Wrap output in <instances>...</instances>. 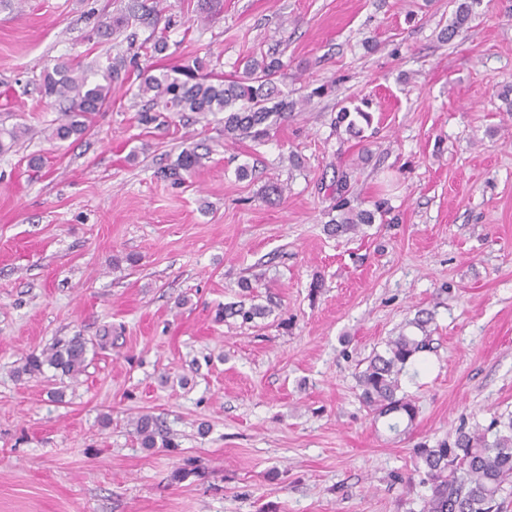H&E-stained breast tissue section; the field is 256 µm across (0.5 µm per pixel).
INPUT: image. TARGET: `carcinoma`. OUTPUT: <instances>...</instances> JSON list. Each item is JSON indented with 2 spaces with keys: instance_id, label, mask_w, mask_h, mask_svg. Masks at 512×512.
Returning <instances> with one entry per match:
<instances>
[{
  "instance_id": "cac0c4a2",
  "label": "carcinoma",
  "mask_w": 512,
  "mask_h": 512,
  "mask_svg": "<svg viewBox=\"0 0 512 512\" xmlns=\"http://www.w3.org/2000/svg\"><path fill=\"white\" fill-rule=\"evenodd\" d=\"M482 2L451 0L453 18L442 32L443 38L451 40L468 27ZM284 67L282 60L273 55L251 54L245 58L242 72L230 79L214 75L201 58L157 75L144 71L140 73L137 90V96L143 99L139 121L146 125L155 123L164 112L222 114L224 140L249 137L261 142L269 136L273 118L295 111L296 106H304L324 92V87L319 86L299 101L288 100L280 88ZM116 79L115 68L104 77V82L95 84L65 63L44 68V97L64 105L61 119L45 131V137L66 141L83 135L94 114L112 100V82ZM202 159L197 148L186 147L170 168V175L189 173L201 166ZM346 186L347 180H340L336 217L330 219L339 233L355 232L364 224L374 223L376 218V211L354 204L347 196ZM431 322L429 313L409 321L410 331L402 330L389 338L384 351L374 353L358 372L360 399L376 417L396 413L406 417L407 424L413 423L416 406L402 390V378L408 366L432 351ZM86 352L87 342L81 336L58 339L40 354H29L21 373L40 375L48 366L74 378L84 369ZM133 430L144 448H155L159 443L168 448L174 446L150 415L138 417ZM417 458L422 483L430 489L420 512H506L512 497V417L496 419L486 427L477 425L471 431L461 430L451 445L444 442L435 448H419Z\"/></svg>"
}]
</instances>
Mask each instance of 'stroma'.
<instances>
[{
  "mask_svg": "<svg viewBox=\"0 0 512 512\" xmlns=\"http://www.w3.org/2000/svg\"><path fill=\"white\" fill-rule=\"evenodd\" d=\"M144 2L157 17L103 33L134 0H0V131L31 129L0 153V512H418L416 448L512 415V0L449 41V0ZM158 31L166 50L136 55ZM251 52L285 62L289 98L327 93L261 143L191 112L139 122L140 72L204 57L228 77ZM56 63L93 81L120 66L65 142L43 134ZM364 98L349 133L338 113ZM190 144L207 160L173 180ZM344 171L387 212L338 236ZM241 304L267 312L245 323ZM422 310L435 350L393 431L358 364ZM72 336L77 378L22 373ZM144 413L173 447H141Z\"/></svg>",
  "mask_w": 512,
  "mask_h": 512,
  "instance_id": "stroma-1",
  "label": "stroma"
}]
</instances>
